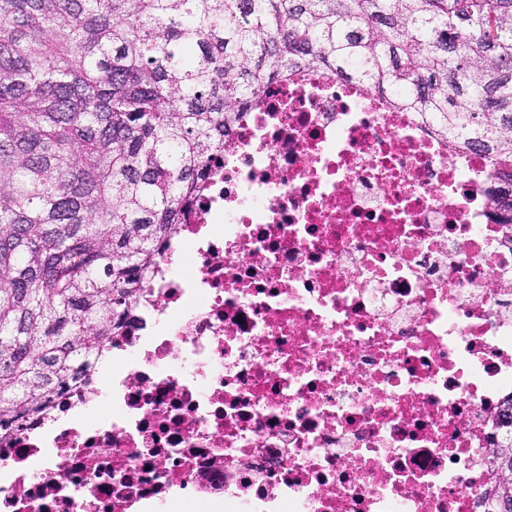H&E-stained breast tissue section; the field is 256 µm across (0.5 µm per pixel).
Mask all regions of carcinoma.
Segmentation results:
<instances>
[{"label":"carcinoma","mask_w":512,"mask_h":512,"mask_svg":"<svg viewBox=\"0 0 512 512\" xmlns=\"http://www.w3.org/2000/svg\"><path fill=\"white\" fill-rule=\"evenodd\" d=\"M308 64L482 151L512 225V0H0V439L106 357L224 137ZM505 417L488 512H512Z\"/></svg>","instance_id":"carcinoma-1"}]
</instances>
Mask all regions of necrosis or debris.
<instances>
[{"label":"necrosis or debris","mask_w":512,"mask_h":512,"mask_svg":"<svg viewBox=\"0 0 512 512\" xmlns=\"http://www.w3.org/2000/svg\"><path fill=\"white\" fill-rule=\"evenodd\" d=\"M488 159L305 65L245 112L91 372L0 442V512H483L512 393Z\"/></svg>","instance_id":"1"}]
</instances>
